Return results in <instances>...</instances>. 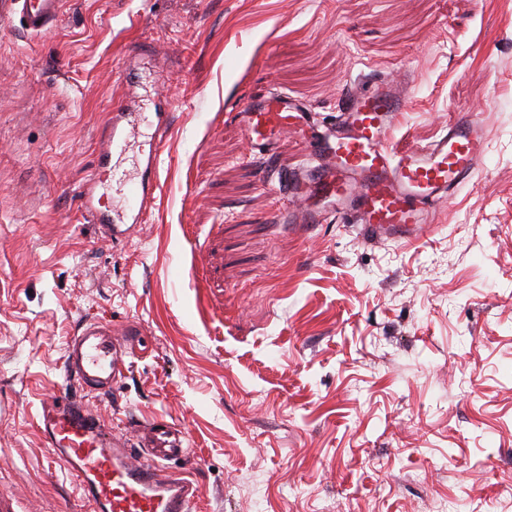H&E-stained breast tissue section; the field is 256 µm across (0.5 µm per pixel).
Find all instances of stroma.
I'll return each mask as SVG.
<instances>
[{
	"mask_svg": "<svg viewBox=\"0 0 512 512\" xmlns=\"http://www.w3.org/2000/svg\"><path fill=\"white\" fill-rule=\"evenodd\" d=\"M410 76L397 144L462 110L488 151L420 240L278 224L234 110L285 92L326 128ZM171 98L161 189L119 242L81 213L110 108ZM90 319L143 336L106 432L179 425L196 512H512V0H66L0 22V499L91 512L36 428ZM64 0H0V21L18 22L34 35L50 32L59 19Z\"/></svg>",
	"mask_w": 512,
	"mask_h": 512,
	"instance_id": "35a3bbf8",
	"label": "stroma"
}]
</instances>
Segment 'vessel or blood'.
<instances>
[{
	"label": "vessel or blood",
	"instance_id": "vessel-or-blood-1",
	"mask_svg": "<svg viewBox=\"0 0 512 512\" xmlns=\"http://www.w3.org/2000/svg\"><path fill=\"white\" fill-rule=\"evenodd\" d=\"M64 0H0V21L18 23L34 35L50 32ZM406 86L389 78L361 81L346 97L330 134L315 126L306 103L286 93L247 99L235 118L251 147L274 159L285 133L302 138L308 162L282 175L280 192L294 204L279 210V224H319L328 215L359 225L364 240L410 241L429 228L439 205L469 180L488 151V132L475 112H459L444 135L421 148L397 147L394 130L408 105ZM158 132L144 167L130 190L139 211L113 216L102 203L100 172L127 182L117 161L131 133L124 104L112 108L100 139L94 172L80 187L81 208L111 241L128 237L143 221L142 207L154 201L160 185L159 157L171 128L167 110L155 112ZM127 348L111 323L88 322L68 345L65 377L43 399L37 419L51 463L73 474L93 512H193L200 490L170 468L188 450L175 424L142 425L143 452L107 437L97 417L76 397L77 389L111 393L126 369Z\"/></svg>",
	"mask_w": 512,
	"mask_h": 512
}]
</instances>
